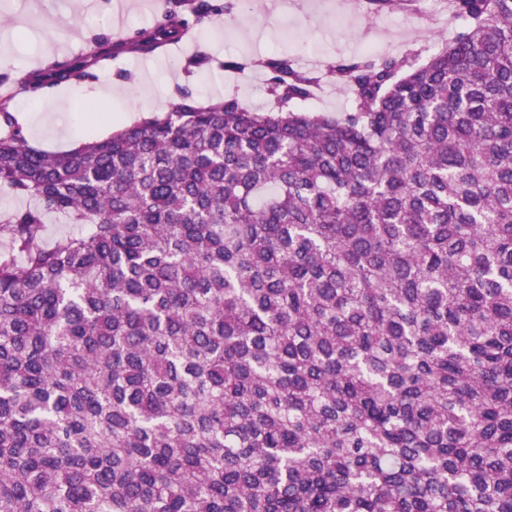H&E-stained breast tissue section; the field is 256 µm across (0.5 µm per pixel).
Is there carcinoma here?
Here are the masks:
<instances>
[{
  "instance_id": "carcinoma-1",
  "label": "carcinoma",
  "mask_w": 512,
  "mask_h": 512,
  "mask_svg": "<svg viewBox=\"0 0 512 512\" xmlns=\"http://www.w3.org/2000/svg\"><path fill=\"white\" fill-rule=\"evenodd\" d=\"M422 51L260 61L278 110L189 95L52 154L0 99V512H512V0ZM26 73L95 79L229 15ZM88 227L45 243L46 216ZM350 108V101L345 93L336 90V86L322 83L313 97L301 104V109L308 112H318L328 115H338Z\"/></svg>"
}]
</instances>
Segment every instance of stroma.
<instances>
[{
	"mask_svg": "<svg viewBox=\"0 0 512 512\" xmlns=\"http://www.w3.org/2000/svg\"><path fill=\"white\" fill-rule=\"evenodd\" d=\"M159 0H0V54L8 62L0 66L11 93H18L21 77L56 59H74L94 48V38L113 31L115 22L126 30L148 28L159 15ZM73 18L76 26L67 33H51L47 18ZM460 21H449L447 9L426 14L421 0H411L393 11L367 16L362 0H243L232 15L217 18L208 30L195 29L178 43L151 56L113 57L102 80L118 85L105 102L67 101L68 86H59L38 97L33 121L23 128L31 145L60 151L43 120L57 122L61 131L88 142L106 137L105 113L121 121L129 112L149 118L166 112L181 92L206 105L235 97L250 109L271 110L267 75L261 68L241 72L235 60L264 59L285 55L302 67L325 66L345 58L371 53L395 55L414 47L424 54L435 52L453 37ZM206 55L208 64L188 67L189 59Z\"/></svg>",
	"mask_w": 512,
	"mask_h": 512,
	"instance_id": "1",
	"label": "stroma"
}]
</instances>
